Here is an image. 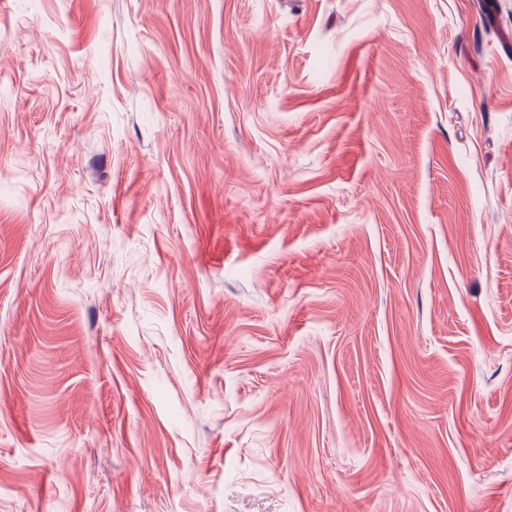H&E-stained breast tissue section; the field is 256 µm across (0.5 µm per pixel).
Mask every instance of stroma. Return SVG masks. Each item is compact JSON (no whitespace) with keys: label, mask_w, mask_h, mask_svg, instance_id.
Segmentation results:
<instances>
[{"label":"stroma","mask_w":512,"mask_h":512,"mask_svg":"<svg viewBox=\"0 0 512 512\" xmlns=\"http://www.w3.org/2000/svg\"><path fill=\"white\" fill-rule=\"evenodd\" d=\"M0 512H512V0H0Z\"/></svg>","instance_id":"stroma-1"}]
</instances>
